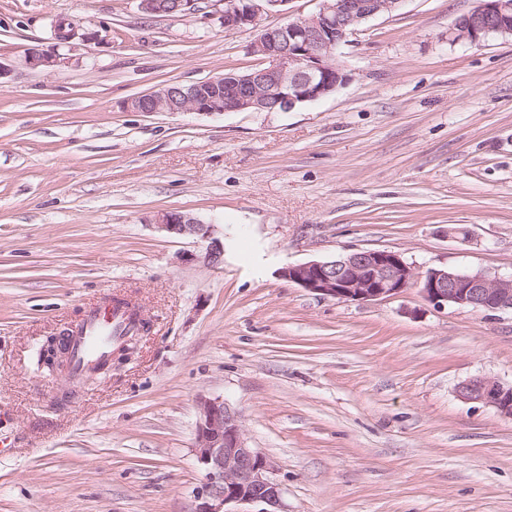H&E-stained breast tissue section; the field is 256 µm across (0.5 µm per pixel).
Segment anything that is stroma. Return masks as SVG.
I'll return each mask as SVG.
<instances>
[{"label": "stroma", "instance_id": "35a3bbf8", "mask_svg": "<svg viewBox=\"0 0 512 512\" xmlns=\"http://www.w3.org/2000/svg\"><path fill=\"white\" fill-rule=\"evenodd\" d=\"M476 0H403L336 50L347 79L288 112H131L165 84L261 67L256 34L139 0H0V512H196L198 404L237 409L289 512H512V419L458 398L512 385V313L313 295L282 268L354 250L512 272V36L452 43ZM98 34L29 67L53 21ZM179 210L203 242L157 230ZM464 227L469 240L449 236ZM125 293L136 361L80 386L45 336ZM156 228L173 237H194L207 243L205 250L196 256L207 265L217 266L224 262V243L214 237V228L210 224H202L188 213L167 211L158 217Z\"/></svg>", "mask_w": 512, "mask_h": 512}]
</instances>
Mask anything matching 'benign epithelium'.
Returning a JSON list of instances; mask_svg holds the SVG:
<instances>
[{"mask_svg":"<svg viewBox=\"0 0 512 512\" xmlns=\"http://www.w3.org/2000/svg\"><path fill=\"white\" fill-rule=\"evenodd\" d=\"M288 0H224V29L257 32L251 53L263 56L264 68L234 80L212 77L188 85L161 86L125 103L133 112H161L172 96L181 97L172 112L216 114L289 111L319 100L342 85L347 75L337 63L336 48L371 18L397 10L403 0H321L319 11L307 18L270 26L264 15L279 10ZM512 36V0H479L478 5L450 31L451 41L478 44L492 35ZM97 40L77 21L69 27L52 25V43L33 48L26 63L55 70L70 58L59 53L79 42ZM156 228L173 237H194L206 243L193 260L217 266L224 262V243L214 237L211 224L188 213L167 211ZM281 276L306 291L344 301H374L399 295L409 288L441 308L454 305L487 312H512V274L491 276L483 271L429 269L420 273L401 254L385 249L358 250L326 260L289 265ZM140 338H132L112 352L94 379L129 363ZM42 366L53 377L66 374L68 347L64 336H50L41 347ZM457 396L496 408L512 418V386L487 376L462 382ZM194 453L205 471L204 501L197 512H288L283 488L267 457L247 445L241 414L214 399L200 402Z\"/></svg>","mask_w":512,"mask_h":512,"instance_id":"7a95c632","label":"benign epithelium"}]
</instances>
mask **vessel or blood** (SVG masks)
I'll return each mask as SVG.
<instances>
[{
    "mask_svg": "<svg viewBox=\"0 0 512 512\" xmlns=\"http://www.w3.org/2000/svg\"><path fill=\"white\" fill-rule=\"evenodd\" d=\"M136 311L134 301L116 294L84 315L67 338L74 378L89 375L96 363L109 356L114 344L135 333Z\"/></svg>",
    "mask_w": 512,
    "mask_h": 512,
    "instance_id": "1",
    "label": "vessel or blood"
}]
</instances>
